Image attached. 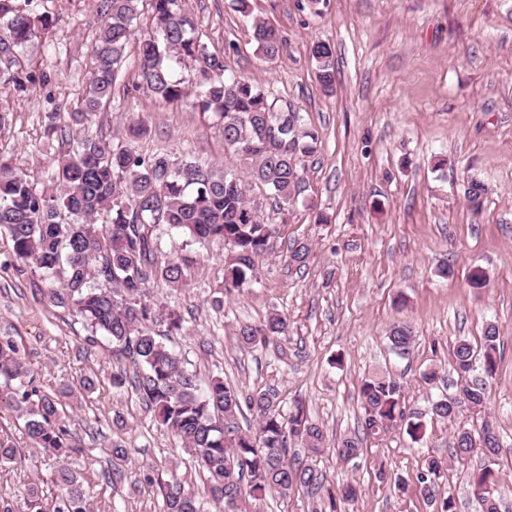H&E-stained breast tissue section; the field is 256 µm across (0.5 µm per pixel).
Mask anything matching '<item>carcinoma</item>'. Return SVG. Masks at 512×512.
<instances>
[{
    "instance_id": "carcinoma-1",
    "label": "carcinoma",
    "mask_w": 512,
    "mask_h": 512,
    "mask_svg": "<svg viewBox=\"0 0 512 512\" xmlns=\"http://www.w3.org/2000/svg\"><path fill=\"white\" fill-rule=\"evenodd\" d=\"M148 2L151 27L139 44V77L154 95L167 102L188 94L179 73L187 60L198 63L194 83L197 104L215 114L226 144L245 165V174L264 187L274 199L289 203L301 183L304 156L311 153L316 137L302 131L299 113L282 111L269 102L264 90L244 77L227 76L222 57L208 50L196 32L187 0H97L100 32L93 48L95 71L86 89L84 110L73 115L82 122L111 104L113 87L127 45L136 35L135 22L143 2ZM55 23L37 0H0V63L6 66L16 54ZM257 50L275 57L284 44L275 29L261 20L252 24ZM318 79L333 88L336 69L330 44L313 45ZM32 73L0 83V93H21L36 83ZM58 113L48 116L46 134L61 140L64 150L56 160L50 185L38 187L23 170L0 157V237L9 239L19 271L41 274L43 294L54 306L79 318L94 343L97 334L112 342L116 361L133 365L112 374V388L131 389L145 403L158 425L170 431L188 448L206 472L207 495L222 512H260L266 498L306 497L312 512H337L338 504L362 495L358 483L328 484L326 475L313 465L292 457L301 448L311 460L332 449L343 464L357 465L363 442L400 428L412 439L421 436V416L406 410L403 385L381 373L367 376L360 386L364 418L362 435H345L326 443L321 427L304 410L282 413L278 387L268 385L243 393L213 376L201 385L182 354L160 339L155 328L166 326L173 336L184 329L176 310L149 299L150 281L164 280L171 288L187 283L185 261L163 250L155 234L164 225L186 244L220 242L227 249L224 290L243 292L257 283L256 260L266 253L273 237L271 225L246 198V184L239 175L190 158L147 156L128 144L113 147L103 139L72 138ZM485 185L471 178L465 187L470 208L483 206ZM310 244L290 250V263L306 266ZM288 335V320L272 312L258 325L244 324L237 333L241 348L269 345ZM392 349L407 354L415 341L413 328L393 325L388 336ZM499 330L486 326L480 347L457 341L451 367L463 380L459 395L432 402L431 418L440 422L458 419L461 407L473 411L489 399V378L496 373ZM25 351L7 336H0V378L14 382L11 407L23 420L34 447L59 459L82 451L67 427L63 399L71 391L43 390L24 365ZM482 359L481 377L473 376ZM252 412L258 424L246 433L237 424L243 410ZM499 438L485 423L478 430L464 425L453 434L451 458L460 465L479 457L482 464L469 473L482 512H500L501 498L512 486L501 482L497 458ZM20 455L14 442L0 436V464ZM443 462L425 460L416 480L427 503L436 502L437 480ZM55 494L43 502L42 491H25L27 512H93L91 488L79 473L65 464L50 477ZM491 487L493 492L480 493ZM161 512H202L200 502L177 482L162 492Z\"/></svg>"
}]
</instances>
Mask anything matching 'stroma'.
<instances>
[{"label": "stroma", "instance_id": "obj_1", "mask_svg": "<svg viewBox=\"0 0 512 512\" xmlns=\"http://www.w3.org/2000/svg\"><path fill=\"white\" fill-rule=\"evenodd\" d=\"M202 40L223 56L227 74L263 87L271 100L291 106L316 148L305 159L298 195L277 205L265 189L249 194L276 233L257 261V282L242 294L223 295L222 245L184 247L167 229L166 250L182 251L193 265L189 282L172 290L149 285L152 300L173 306L185 320L166 342L181 351L201 379L218 374L243 392L274 384L284 411L302 403L328 438L357 431L363 420L360 386L375 371L404 385L407 408L428 413L432 400L455 395L460 383L451 350L465 339L480 344L487 324L499 329L501 360L481 414L462 411L458 423L428 424L421 441L396 429L363 444L357 466L331 454L316 465L329 481L357 480L362 497L349 512H436L415 485L427 457L447 462L439 497L453 496L457 512H480L467 477L450 464L457 424L489 423L502 446L500 471L512 485V0H250L242 15L233 0H188ZM57 22L19 55L18 67L45 75L19 95L0 96L10 125L0 131V157L45 180L57 157V139L45 134L47 115L78 111L94 70L96 0H45ZM273 26L284 43L263 57L253 40V19ZM334 50L336 81L324 90L311 55L313 44ZM138 48L129 44L110 106L71 125L76 137L128 142L145 154L191 156L241 173L212 113L195 96L177 103L157 99L138 82ZM484 182L480 211L464 197L468 178ZM312 247L306 268L288 266L294 243ZM8 239L0 238V336L25 349L28 370L46 389L68 385V427L79 454L70 466L94 492V512H160L159 487L177 478L185 491L203 490V474L182 443L155 424L139 397L112 387L117 363L112 344L87 345L78 318L44 297L38 276L17 271ZM454 274L442 278L439 270ZM483 270L486 285L471 287ZM287 317L278 344L240 348L236 331L269 313ZM409 324L416 341L408 357L388 341L393 324ZM438 370L425 384L422 375ZM95 381L80 390L82 378ZM123 426H116V418ZM0 435L21 457L0 466V497L21 501L29 486L52 491L56 458L30 447L23 422L0 402ZM129 451L112 463V443ZM404 478L406 493L390 490L376 474ZM155 482L143 484L144 474Z\"/></svg>", "mask_w": 512, "mask_h": 512}]
</instances>
